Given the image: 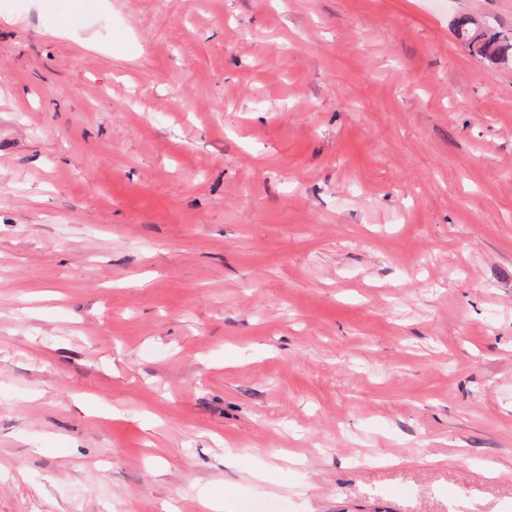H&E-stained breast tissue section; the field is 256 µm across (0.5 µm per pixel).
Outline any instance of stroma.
I'll return each instance as SVG.
<instances>
[{
	"mask_svg": "<svg viewBox=\"0 0 512 512\" xmlns=\"http://www.w3.org/2000/svg\"><path fill=\"white\" fill-rule=\"evenodd\" d=\"M512 0H0V512H512ZM478 43V56L491 63H506L512 59V36L506 34H486L483 32L479 41H472L470 44Z\"/></svg>",
	"mask_w": 512,
	"mask_h": 512,
	"instance_id": "1",
	"label": "stroma"
}]
</instances>
